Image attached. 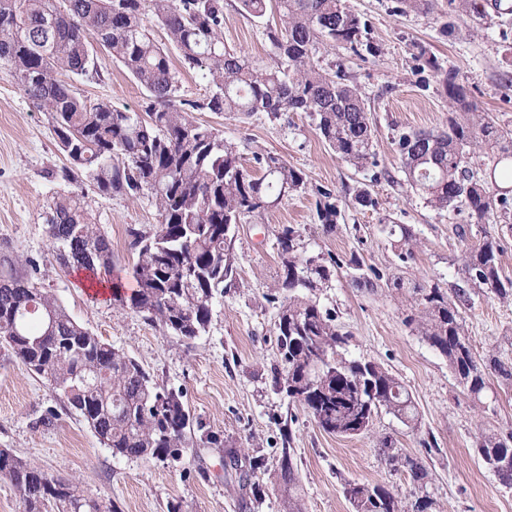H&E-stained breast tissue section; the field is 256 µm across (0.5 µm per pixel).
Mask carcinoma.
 Returning <instances> with one entry per match:
<instances>
[{"instance_id":"carcinoma-1","label":"carcinoma","mask_w":512,"mask_h":512,"mask_svg":"<svg viewBox=\"0 0 512 512\" xmlns=\"http://www.w3.org/2000/svg\"><path fill=\"white\" fill-rule=\"evenodd\" d=\"M396 11L426 15L429 0H396ZM276 5L278 20L267 19ZM454 11L498 17L512 14L502 0H449ZM237 9L263 24L273 55L252 61L224 47V0H0V65L8 69L34 108L48 115L65 163L51 177L67 187L51 197L44 224L54 257L67 271L85 272L90 284L112 268V241L93 221L85 189L109 197L151 199L158 223L129 227L128 246L136 260L130 293L115 301L144 314L181 341L204 335L213 300L224 295L234 275L226 244L232 228L260 215L281 195L306 189V175L282 157H254L262 176L244 166L235 142L193 117L195 112L252 115L307 112L328 146L347 164L362 168L373 156V122L356 84L329 76L318 51L336 43L354 52L364 44L367 25L347 0H237ZM167 35L185 66L209 85L201 99L179 95L167 48L157 44L147 19ZM103 50L143 88L140 111L112 102H91L71 83L97 72ZM451 112L448 130L409 131L396 142L410 188L438 211L465 206L472 224L512 222V131H506L469 100L466 88L444 79ZM317 216L325 231L336 229L338 209L330 189H317ZM411 257L414 233L400 224ZM277 245L283 275L279 289L276 356L285 395L309 409L326 433L356 436L354 423L385 411L409 426L416 407L407 388L387 369L365 358L347 359L341 350L349 333L324 310L318 294L331 280L319 258L296 254V231L280 228ZM499 245L488 236L466 255L468 280L498 295L512 294V280L499 273ZM352 281L372 288L382 280L349 259ZM31 259L19 263L0 255V345L30 372L64 397L114 458L182 460L194 442L187 436L190 413L179 391L159 383L137 360L77 323L52 292L40 288ZM409 302L404 323L448 360L467 393L478 398L490 374L512 385V364L477 358L466 336L469 293H448L401 277L386 280ZM291 437L282 434L277 471L290 487L298 466ZM476 449L485 464L512 459V437L484 433ZM382 455L394 470L409 472L418 486L413 500L379 483L348 481L344 494L354 512H433L426 472L389 439ZM239 487L260 493V457L237 448L225 452ZM0 476L20 492L25 512L53 504L61 512H119L66 482L0 448Z\"/></svg>"}]
</instances>
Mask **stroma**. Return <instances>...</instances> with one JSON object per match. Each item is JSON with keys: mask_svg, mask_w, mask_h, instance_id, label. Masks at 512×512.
Masks as SVG:
<instances>
[{"mask_svg": "<svg viewBox=\"0 0 512 512\" xmlns=\"http://www.w3.org/2000/svg\"><path fill=\"white\" fill-rule=\"evenodd\" d=\"M226 0L224 43L248 58L266 59L271 47L254 22ZM423 17L394 10L393 0H349L368 27L377 54H354L347 46L320 50L328 74L344 73L359 87L374 124V156L365 168L342 161L320 136L306 112L271 118L196 113L197 121L223 130L247 167L254 156L272 153L304 172L306 191L284 197L260 216L233 230L234 277L212 304L208 333L179 341L143 314L92 295L76 272L63 271L52 255L43 219L47 200L59 191L51 172L64 162L45 113L37 111L9 71L0 66V253L29 257L39 265L41 287L55 293L70 315L105 342L135 358L158 382L181 391L198 443L183 461L116 459L77 416L70 414L47 381L0 349V448L79 486L92 498L115 503L121 512H286L297 497L305 512H352L343 493L348 481H369L413 491L405 471L393 470L378 453L390 437L403 454L421 461L436 512H512V489L476 452L485 432L512 435V387L491 383L481 399L460 387L448 361L403 323L401 295L386 287H354L346 268L356 256L384 276H400L445 289L464 288L471 297L466 327L477 357L496 355L512 363V297L501 299L472 285L464 272L468 246L483 236L500 244V274L512 279V229L469 223L467 211H437L407 185L394 138L400 131H441L448 126L444 78L455 73L473 103L512 129V15L449 18L448 0H431ZM96 76L73 77L88 100L105 99L138 109L143 92L106 53H98ZM367 189L373 206L352 203ZM331 189L340 209L334 232L316 213L317 191ZM97 224L112 242L113 273L125 288L133 282L127 229L157 223L145 197L88 194ZM387 224L411 227L412 256L401 260ZM292 226L304 257L336 260L339 267L319 294L321 305L351 334L347 358L375 361L399 378L412 395L418 419L405 426L379 412L369 430L353 436L322 431L310 410L289 401L277 384L275 321L282 263L276 243L281 226ZM471 226L460 237L462 226ZM292 437L298 482L287 489L273 465L282 431ZM215 434L223 447L206 444ZM239 448L265 458L257 501L241 499L224 479V451Z\"/></svg>", "mask_w": 512, "mask_h": 512, "instance_id": "1", "label": "stroma"}]
</instances>
